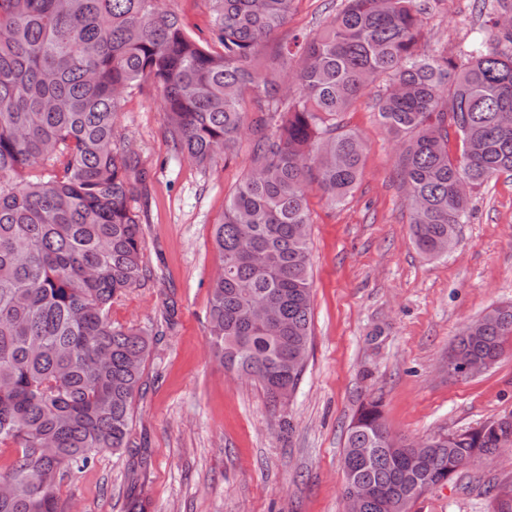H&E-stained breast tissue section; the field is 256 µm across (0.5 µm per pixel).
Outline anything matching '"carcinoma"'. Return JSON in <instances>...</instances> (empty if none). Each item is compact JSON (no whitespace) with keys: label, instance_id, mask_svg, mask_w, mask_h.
<instances>
[{"label":"carcinoma","instance_id":"obj_1","mask_svg":"<svg viewBox=\"0 0 512 512\" xmlns=\"http://www.w3.org/2000/svg\"><path fill=\"white\" fill-rule=\"evenodd\" d=\"M214 45L162 0H0V446L20 449L0 512H69L66 472L129 444L133 402L153 338L112 321V302L140 287L146 188L140 157L117 138L125 92L159 91L173 152L202 169L254 135V166L224 201L212 241L222 261L206 322L224 368L270 401L295 391L309 348L312 275L307 193L348 200L362 138L337 118L380 81L377 109L399 140L397 167L417 249L448 253L471 195L512 179V0H497L492 38L454 56L421 51L422 0H343L317 35L260 49L293 0H210ZM459 140L448 149L449 129ZM272 307L277 323L257 320ZM484 338L453 349L478 374L512 339V303ZM376 400L348 426L343 468L368 490L361 512H405L462 467L512 442V423L390 447Z\"/></svg>","mask_w":512,"mask_h":512}]
</instances>
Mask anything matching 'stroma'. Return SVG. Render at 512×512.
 <instances>
[{
	"mask_svg": "<svg viewBox=\"0 0 512 512\" xmlns=\"http://www.w3.org/2000/svg\"><path fill=\"white\" fill-rule=\"evenodd\" d=\"M342 0H294L276 35L316 34ZM421 49L457 54L487 28L475 0H429ZM371 85L339 119L359 134L362 174L345 203L308 195L313 335L296 391L272 404L254 382L216 359L205 314L221 260L212 242L224 200L253 166L251 135L228 161L203 170L173 158L159 92L128 90L115 133L141 157L150 279L117 299L112 319L148 331L164 310L172 325L146 362L130 446L105 450L93 466L66 474L73 512H124L128 495L149 512H345L343 448L366 401L381 403L390 430L426 438L512 414V340L485 372H448L462 328L512 302V180L489 181L472 198L446 255L430 259L412 239L397 147ZM512 486V454L460 469L421 497L412 512H492L493 491Z\"/></svg>",
	"mask_w": 512,
	"mask_h": 512,
	"instance_id": "stroma-1",
	"label": "stroma"
}]
</instances>
